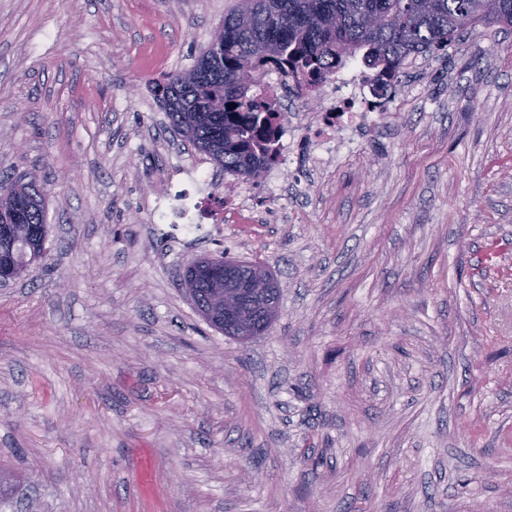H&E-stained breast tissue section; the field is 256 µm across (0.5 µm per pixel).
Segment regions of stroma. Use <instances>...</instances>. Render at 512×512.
Wrapping results in <instances>:
<instances>
[{
	"label": "stroma",
	"mask_w": 512,
	"mask_h": 512,
	"mask_svg": "<svg viewBox=\"0 0 512 512\" xmlns=\"http://www.w3.org/2000/svg\"><path fill=\"white\" fill-rule=\"evenodd\" d=\"M237 4L0 0V175L49 228L0 288V512H512V27L407 59L327 166L238 181L154 93ZM187 197L194 237L156 212ZM221 252L276 277L264 335L181 287Z\"/></svg>",
	"instance_id": "35a3bbf8"
}]
</instances>
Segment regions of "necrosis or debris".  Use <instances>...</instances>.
Segmentation results:
<instances>
[{"label":"necrosis or debris","instance_id":"necrosis-or-debris-1","mask_svg":"<svg viewBox=\"0 0 512 512\" xmlns=\"http://www.w3.org/2000/svg\"><path fill=\"white\" fill-rule=\"evenodd\" d=\"M256 81L279 114L278 149L281 165H288L294 153L295 139L289 132L286 96L313 108L315 115L305 125V136L315 149L319 164H327L349 141L353 129L377 122L382 112L371 100L379 94L374 78L361 61H351L329 82L313 90L298 89L285 81L274 67L260 69Z\"/></svg>","mask_w":512,"mask_h":512}]
</instances>
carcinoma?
<instances>
[{
    "instance_id": "cac0c4a2",
    "label": "carcinoma",
    "mask_w": 512,
    "mask_h": 512,
    "mask_svg": "<svg viewBox=\"0 0 512 512\" xmlns=\"http://www.w3.org/2000/svg\"><path fill=\"white\" fill-rule=\"evenodd\" d=\"M477 24L512 27V0H240L224 16L218 73L189 79L171 73L155 92L195 148L224 173L256 180L277 163L276 113L253 93L258 67L285 65V78L315 85L358 58L394 86L407 58L445 57ZM17 206L26 244L10 248L11 225L0 226V268L13 266L21 276L33 248L46 241L44 201L35 189L1 179L0 207ZM189 276L200 285L191 296L195 308L208 311L220 282L207 266Z\"/></svg>"
}]
</instances>
